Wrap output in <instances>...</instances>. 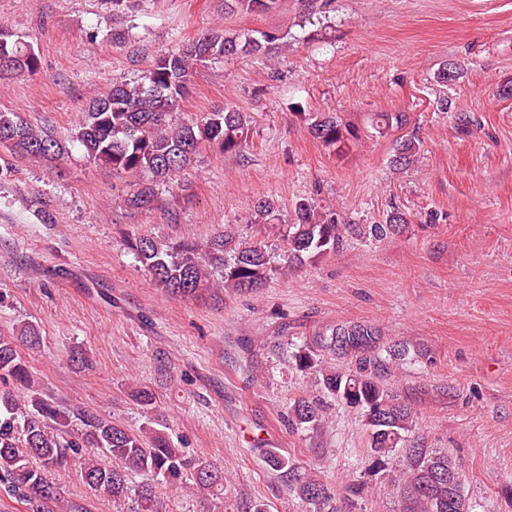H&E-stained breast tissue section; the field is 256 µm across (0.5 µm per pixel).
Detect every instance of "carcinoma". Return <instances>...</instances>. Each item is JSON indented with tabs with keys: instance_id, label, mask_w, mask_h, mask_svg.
<instances>
[{
	"instance_id": "cac0c4a2",
	"label": "carcinoma",
	"mask_w": 512,
	"mask_h": 512,
	"mask_svg": "<svg viewBox=\"0 0 512 512\" xmlns=\"http://www.w3.org/2000/svg\"><path fill=\"white\" fill-rule=\"evenodd\" d=\"M282 0H224V12L267 14ZM288 34L277 30L255 34H204L177 49L156 55L139 80H116L112 88L89 101L73 133V141L96 165L135 179L124 198L131 210L154 205L159 186L184 170L205 147L224 154H241L248 145L252 117L234 106L206 113L200 120H179V102L188 92L193 71L212 59L260 55L280 44ZM41 59L31 43L0 26V80L35 75ZM312 136L340 154L359 130L333 112L303 114ZM401 112H379L375 130L406 127ZM421 140L412 132L397 138L391 163L409 166L420 152ZM0 149L13 158L35 159L50 165L64 160L66 145L53 134L29 123L18 112H0ZM279 211L272 198L253 205L254 223L265 225ZM295 221L287 225L281 268L302 266L334 254L353 238L380 242L410 227L400 209L390 211L382 224H349L334 211L318 210L303 198L294 207ZM128 248L152 275L155 283L175 296H193L209 286L218 272L224 287L249 291L263 286L274 272L272 257L260 239L236 240L232 230L201 246L192 240L166 242L149 236L127 240ZM41 346L30 324L18 336L0 335V488L24 502L29 512H88L79 503L61 500L52 474L70 462L80 463L85 483L113 502L129 500L127 512H165L157 495L160 483L175 485L191 470L198 488H224V470L210 462L185 457L167 434L129 432L90 410H70L41 396L20 353V346ZM325 353L342 366L320 358ZM426 352L408 343L383 341L379 327L366 321H342L316 333L292 352V365L319 376L322 398L300 397L288 407V427L316 428L325 421L332 399L361 412L368 430V446L355 469L377 474L393 457L403 468L397 479L401 512H466L472 504L456 459L446 451L425 446L416 434L412 407L389 384L395 370L422 362ZM91 448L99 458H82ZM270 468L293 482L297 497L313 512H345L363 498L366 482L348 487L347 500L335 489L302 471L292 460L268 457ZM138 474L137 489L129 476Z\"/></svg>"
}]
</instances>
